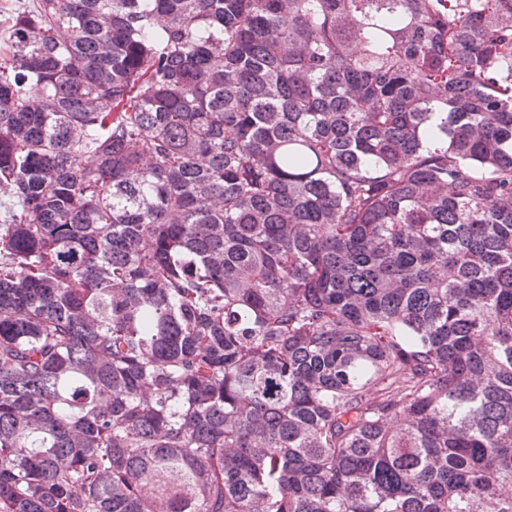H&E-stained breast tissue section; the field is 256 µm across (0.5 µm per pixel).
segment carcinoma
I'll return each instance as SVG.
<instances>
[{
	"label": "carcinoma",
	"instance_id": "cac0c4a2",
	"mask_svg": "<svg viewBox=\"0 0 512 512\" xmlns=\"http://www.w3.org/2000/svg\"><path fill=\"white\" fill-rule=\"evenodd\" d=\"M0 512H512V0H0Z\"/></svg>",
	"mask_w": 512,
	"mask_h": 512
}]
</instances>
